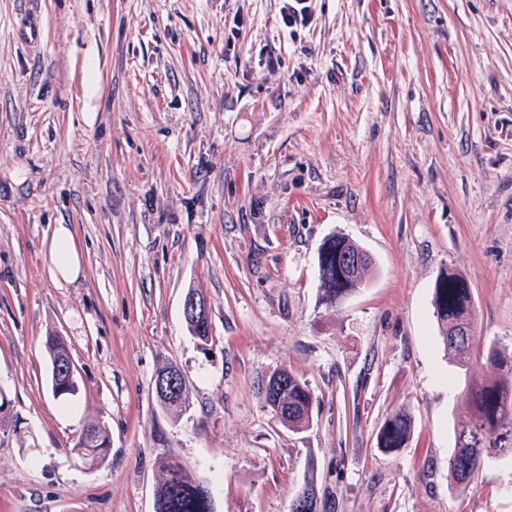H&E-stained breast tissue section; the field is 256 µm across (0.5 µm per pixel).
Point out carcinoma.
I'll list each match as a JSON object with an SVG mask.
<instances>
[{
  "label": "carcinoma",
  "mask_w": 512,
  "mask_h": 512,
  "mask_svg": "<svg viewBox=\"0 0 512 512\" xmlns=\"http://www.w3.org/2000/svg\"><path fill=\"white\" fill-rule=\"evenodd\" d=\"M365 249L343 235L325 241L318 253V271L322 301L332 307L368 282L372 258H363ZM434 316L446 351L451 354L464 382L465 415L454 426L455 449L448 463V483L468 490L481 464L487 461L512 462V349L495 342L486 343L474 332V308L470 288L462 275L452 269L441 271L434 288ZM49 361L69 357L63 339L50 335L46 340ZM490 364L498 375L484 378L477 364ZM286 381L279 402L288 409L285 425L294 430L309 425L313 394L308 384L292 373L281 370ZM412 417L399 409L391 413L378 433L379 447L401 448L410 436ZM86 430L92 439L71 452L90 465L102 463L108 453V433L97 423ZM159 479L155 488V512H213L205 488L194 481L182 464L166 459L158 464ZM296 497L309 501L316 512L318 498L313 476H308Z\"/></svg>",
  "instance_id": "1"
}]
</instances>
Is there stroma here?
<instances>
[{"instance_id":"obj_1","label":"stroma","mask_w":512,"mask_h":512,"mask_svg":"<svg viewBox=\"0 0 512 512\" xmlns=\"http://www.w3.org/2000/svg\"><path fill=\"white\" fill-rule=\"evenodd\" d=\"M312 6L288 29L280 0H0V512H154L163 458L214 512H290L309 476L318 512H512L510 465L448 483L465 406L432 307L452 267L478 336L512 347V0ZM58 224L83 255L62 288ZM334 234L374 269L329 307ZM168 362L179 414L152 391ZM284 369L314 396L299 431L259 389ZM93 421L111 446L89 467L71 448ZM51 279L57 287H64L76 281L82 274V254L76 244L71 226L56 225L49 247ZM209 312L208 300L194 291L185 294L182 305V313L186 321H196L204 318ZM46 349L51 365L58 360L69 357L67 345L60 336H48L46 340ZM52 376L55 394L59 393L61 388L74 385L71 389L67 390V392L57 396L56 398H67L76 394L77 385H75L74 367L72 360L64 363H54L52 366ZM412 417L408 411L399 409L391 413L378 433L379 448L392 450L402 448L410 436Z\"/></svg>"}]
</instances>
